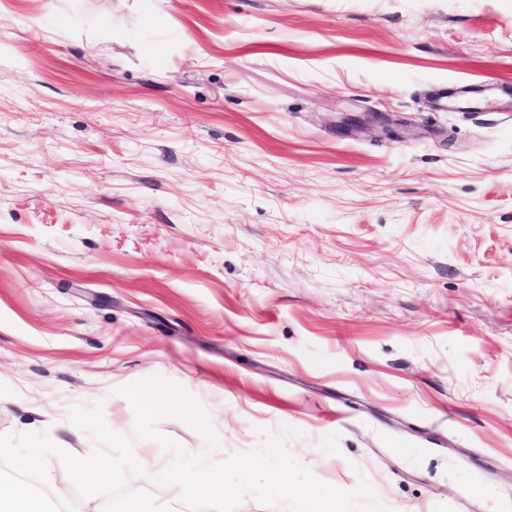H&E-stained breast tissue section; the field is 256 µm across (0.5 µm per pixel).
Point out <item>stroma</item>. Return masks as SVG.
<instances>
[{
	"label": "stroma",
	"instance_id": "35a3bbf8",
	"mask_svg": "<svg viewBox=\"0 0 512 512\" xmlns=\"http://www.w3.org/2000/svg\"><path fill=\"white\" fill-rule=\"evenodd\" d=\"M155 374L216 460L512 512V0H0V434L170 461Z\"/></svg>",
	"mask_w": 512,
	"mask_h": 512
}]
</instances>
